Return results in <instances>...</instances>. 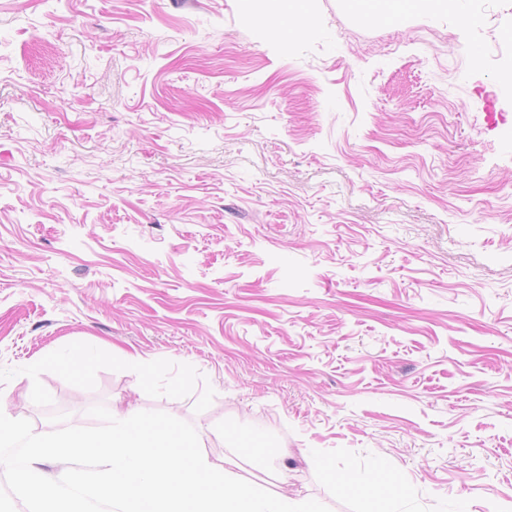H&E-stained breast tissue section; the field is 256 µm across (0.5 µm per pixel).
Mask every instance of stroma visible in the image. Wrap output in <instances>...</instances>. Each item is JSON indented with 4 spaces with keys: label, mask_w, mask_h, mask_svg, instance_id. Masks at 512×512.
<instances>
[{
    "label": "stroma",
    "mask_w": 512,
    "mask_h": 512,
    "mask_svg": "<svg viewBox=\"0 0 512 512\" xmlns=\"http://www.w3.org/2000/svg\"><path fill=\"white\" fill-rule=\"evenodd\" d=\"M302 3L289 40L276 0H0V412L163 411L331 512H512V0ZM463 0H391L390 14L416 13L431 18L447 16L448 12L460 10Z\"/></svg>",
    "instance_id": "1"
}]
</instances>
